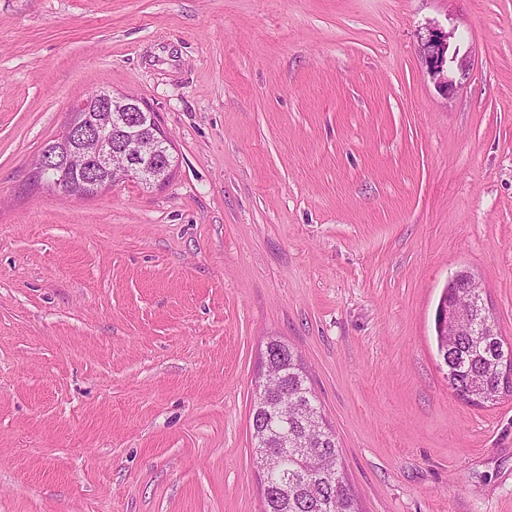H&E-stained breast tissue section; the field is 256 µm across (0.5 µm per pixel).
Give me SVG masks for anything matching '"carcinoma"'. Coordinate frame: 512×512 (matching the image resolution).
I'll list each match as a JSON object with an SVG mask.
<instances>
[{
    "instance_id": "carcinoma-1",
    "label": "carcinoma",
    "mask_w": 512,
    "mask_h": 512,
    "mask_svg": "<svg viewBox=\"0 0 512 512\" xmlns=\"http://www.w3.org/2000/svg\"><path fill=\"white\" fill-rule=\"evenodd\" d=\"M465 272L448 286V303H471L480 289L467 287ZM494 320L487 316L473 322L472 336H436L437 352L447 367L449 388L457 397L473 401L475 387L492 395L497 375L490 345L504 343L495 333L485 334ZM273 351V370L282 378L284 418L273 414L274 403L256 396L251 405L252 458H283L284 465L272 477L271 498L263 512H360L357 495L341 462L340 446L326 423L318 397L301 359L291 345L279 338L268 342Z\"/></svg>"
}]
</instances>
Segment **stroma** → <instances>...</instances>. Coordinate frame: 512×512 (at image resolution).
Wrapping results in <instances>:
<instances>
[{"label":"stroma","mask_w":512,"mask_h":512,"mask_svg":"<svg viewBox=\"0 0 512 512\" xmlns=\"http://www.w3.org/2000/svg\"><path fill=\"white\" fill-rule=\"evenodd\" d=\"M102 84L173 178L31 186ZM463 270L512 343V0H0V512H261L272 336L363 512H512V396L459 400L437 354ZM450 38H452L451 32L436 30L429 34L428 39L420 47V53L424 57L431 78L444 95H448L454 90L453 81L448 79ZM470 275L465 272H461L457 274V281L452 285H448L446 290H448V295L444 291L440 301H439V315L440 320L437 325L441 331L448 330V322L457 318L456 316L450 317L448 319V306L451 305L454 301L455 303H467V306H470L471 302L477 298H481L480 288H465L467 286L466 280H469Z\"/></svg>","instance_id":"35a3bbf8"}]
</instances>
